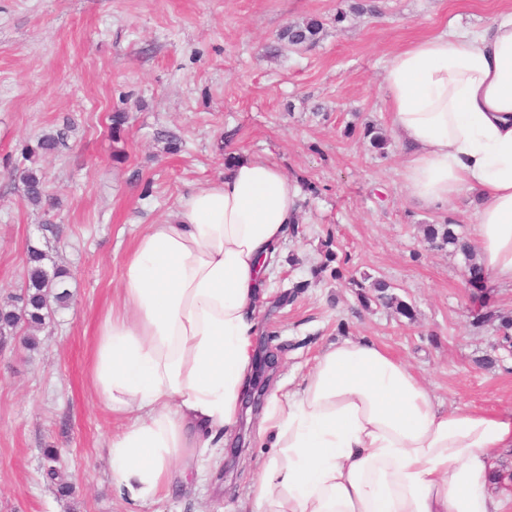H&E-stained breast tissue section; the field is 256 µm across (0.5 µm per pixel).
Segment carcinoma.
I'll use <instances>...</instances> for the list:
<instances>
[{
  "instance_id": "1",
  "label": "carcinoma",
  "mask_w": 512,
  "mask_h": 512,
  "mask_svg": "<svg viewBox=\"0 0 512 512\" xmlns=\"http://www.w3.org/2000/svg\"><path fill=\"white\" fill-rule=\"evenodd\" d=\"M322 31V24L310 19L302 23H290L280 33V39L292 46L313 45ZM68 137V128L58 129L52 133L44 134L38 138L36 145L25 146L22 150L23 159L33 163L21 172V179L25 187L27 202L36 208L47 204L44 190L43 171L34 166L36 159L46 158L54 154ZM427 240L435 242L440 240L446 244L454 245L456 251L464 255L468 261V272L474 281L481 280V268L474 260V252L470 242L458 236L452 224H426L423 228ZM47 254L44 250L32 247L28 251L26 281L23 293L18 297L17 303L0 306V333L8 334L24 325L32 330L25 336L27 346L36 348L39 338L35 332L42 329L46 319L52 314V307L65 308L69 305L72 294L67 289L70 271L66 268L53 266L47 269L45 265ZM360 289L357 293L359 301L368 305L376 301L386 308L394 309L404 317L412 318L411 307L394 293L391 285L383 279H375L370 285L356 284ZM496 331L500 335L498 346L504 348L512 344V318L498 317Z\"/></svg>"
}]
</instances>
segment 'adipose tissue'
<instances>
[{"label": "adipose tissue", "mask_w": 512, "mask_h": 512, "mask_svg": "<svg viewBox=\"0 0 512 512\" xmlns=\"http://www.w3.org/2000/svg\"><path fill=\"white\" fill-rule=\"evenodd\" d=\"M382 86L409 197L443 208L471 195L479 263L512 286V11L410 43ZM297 198L274 163L244 154L128 252L91 381L125 420L108 448L129 504L166 494L193 449L223 457L255 365L257 302ZM262 430L271 452L250 488L257 512H512L492 492L512 414L442 407L363 336L328 345L297 390L274 394Z\"/></svg>", "instance_id": "obj_1"}]
</instances>
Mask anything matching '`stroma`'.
<instances>
[{"instance_id": "1", "label": "stroma", "mask_w": 512, "mask_h": 512, "mask_svg": "<svg viewBox=\"0 0 512 512\" xmlns=\"http://www.w3.org/2000/svg\"><path fill=\"white\" fill-rule=\"evenodd\" d=\"M355 2L0 0V305L22 294L32 246L70 269L73 294L37 349L0 336V512H240L269 451L255 416L236 456L199 454L198 475L132 507L105 448L120 423L90 382L134 241L183 194L222 178L236 154L274 162L300 191L298 232L280 244L256 314L278 359L273 385L295 386L324 347L364 336L444 406L512 409V352L480 320L512 316V287L471 285L464 257L425 239L424 225L447 220L469 235L472 211L462 199L427 209L408 198L382 87L396 51L452 22L489 24L512 0H366L372 14L353 12ZM310 19L323 25L315 44L280 40L284 26ZM117 111L128 122L116 141ZM368 123L390 136L385 156L364 139ZM63 127L66 142L41 162L55 202L43 212L16 171L24 145ZM330 251L340 275L319 269ZM367 276L388 281L413 319L362 306L351 283ZM492 351L498 362L477 367ZM47 448L59 449L71 496L46 477Z\"/></svg>"}]
</instances>
